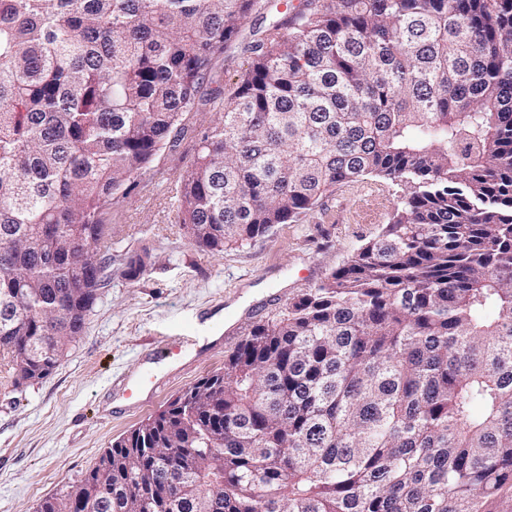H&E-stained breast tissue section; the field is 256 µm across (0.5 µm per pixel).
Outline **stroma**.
Masks as SVG:
<instances>
[{
    "instance_id": "1",
    "label": "stroma",
    "mask_w": 512,
    "mask_h": 512,
    "mask_svg": "<svg viewBox=\"0 0 512 512\" xmlns=\"http://www.w3.org/2000/svg\"><path fill=\"white\" fill-rule=\"evenodd\" d=\"M190 144L158 157L107 221L112 226V282L101 289L85 330L58 367L18 386L0 358V512H35L96 466L119 437L164 409L200 378L224 369L233 348L166 350L193 328L220 336L233 322L249 331L342 266L388 223L400 186L380 180L337 188L301 224L275 225L265 237L211 254L191 244L176 222L177 178ZM138 278L122 275L130 259ZM149 371L142 409L120 414V382Z\"/></svg>"
}]
</instances>
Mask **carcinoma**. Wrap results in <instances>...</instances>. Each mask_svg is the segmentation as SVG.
Segmentation results:
<instances>
[{
    "label": "carcinoma",
    "mask_w": 512,
    "mask_h": 512,
    "mask_svg": "<svg viewBox=\"0 0 512 512\" xmlns=\"http://www.w3.org/2000/svg\"><path fill=\"white\" fill-rule=\"evenodd\" d=\"M0 0V355L82 335L106 215L196 133L178 218L220 253L336 187L402 186L321 283L36 512H512V0ZM203 112L218 121L197 129ZM247 61V55L242 52L239 46V48L232 50L218 60L216 66L218 69L224 70L225 79L228 81L235 79L238 71L247 66Z\"/></svg>",
    "instance_id": "carcinoma-1"
}]
</instances>
